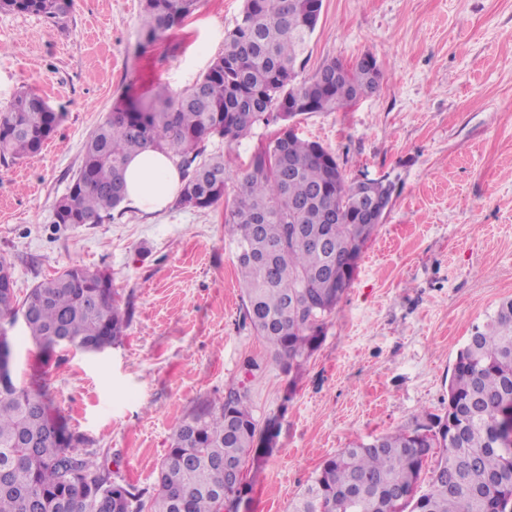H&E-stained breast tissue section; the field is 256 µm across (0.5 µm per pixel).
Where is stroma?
Returning a JSON list of instances; mask_svg holds the SVG:
<instances>
[{"instance_id": "1", "label": "stroma", "mask_w": 512, "mask_h": 512, "mask_svg": "<svg viewBox=\"0 0 512 512\" xmlns=\"http://www.w3.org/2000/svg\"><path fill=\"white\" fill-rule=\"evenodd\" d=\"M243 0H201L144 45L142 0H74L65 26L0 10V113L19 91L60 122L34 157L0 162V257L14 290L78 265L106 271L131 317L100 355L37 352L13 338L17 385L44 384L112 481L154 490L178 425L244 385L257 420L276 419L252 466L249 512H288L324 459L440 415L458 350L512 297V0H323L300 77L372 53L384 78L335 112L295 118L348 178L392 182L325 337L292 382L243 320L236 249L222 204L126 209L101 224H55L53 206L90 133L120 101L191 86L224 50Z\"/></svg>"}]
</instances>
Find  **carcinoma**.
<instances>
[{"instance_id": "carcinoma-1", "label": "carcinoma", "mask_w": 512, "mask_h": 512, "mask_svg": "<svg viewBox=\"0 0 512 512\" xmlns=\"http://www.w3.org/2000/svg\"><path fill=\"white\" fill-rule=\"evenodd\" d=\"M200 0H144L149 45L181 25ZM315 0H244L224 51L193 85L173 96L160 87L147 104L117 105L83 146L81 165L57 202L54 224H101L124 203L129 157L156 149L172 157L183 185L176 206L209 209L224 200L229 168L218 140L237 142L260 124L282 131L237 173L224 224L236 248L244 320L290 374L320 347L326 325L350 288L377 223L376 199L394 187L346 177L336 155L289 128L288 102L333 112L375 92L383 74L366 53L350 66L331 61L299 78L315 30ZM73 0H0V9L38 14L63 25ZM60 116L32 92L0 113V157L28 158L54 133ZM322 245H311L306 239ZM27 312L33 343L50 352L112 347L127 320L101 273L73 266L23 299L0 289V316ZM411 431L385 432L328 457L289 512H512V298L499 303L458 351L444 415ZM275 424L254 417L247 390L230 386L216 403L176 429L156 492L113 482L84 438L52 412L41 385L0 388V512H238L252 479L224 483V465L248 471L268 452ZM437 457L428 488L424 463Z\"/></svg>"}]
</instances>
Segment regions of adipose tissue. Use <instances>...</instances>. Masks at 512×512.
Here are the masks:
<instances>
[{
  "label": "adipose tissue",
  "instance_id": "1",
  "mask_svg": "<svg viewBox=\"0 0 512 512\" xmlns=\"http://www.w3.org/2000/svg\"><path fill=\"white\" fill-rule=\"evenodd\" d=\"M128 207L158 212L174 202L181 186L179 170L164 153L147 150L132 156L125 168Z\"/></svg>",
  "mask_w": 512,
  "mask_h": 512
}]
</instances>
